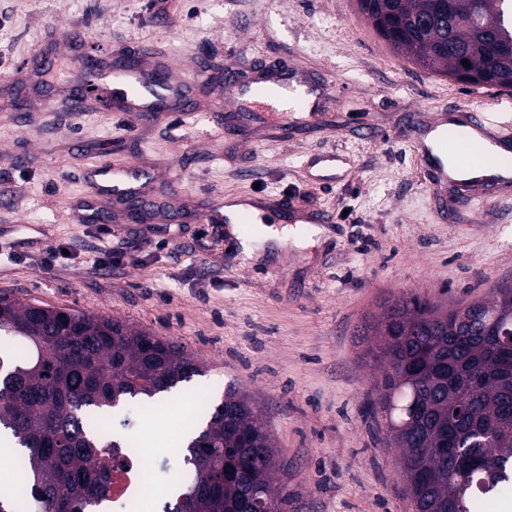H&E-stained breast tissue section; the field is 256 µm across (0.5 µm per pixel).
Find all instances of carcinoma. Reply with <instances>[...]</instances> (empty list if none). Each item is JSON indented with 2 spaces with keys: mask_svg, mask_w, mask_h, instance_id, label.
<instances>
[{
  "mask_svg": "<svg viewBox=\"0 0 512 512\" xmlns=\"http://www.w3.org/2000/svg\"><path fill=\"white\" fill-rule=\"evenodd\" d=\"M370 2L369 23L398 54L464 84L512 88V0H473L474 23L432 0ZM477 304L473 319L468 305L402 295L367 327L385 341L373 407L400 450L413 512H479V496L512 483V385L502 378L512 350L497 341L512 334V288ZM2 338L29 358L0 346V442L13 461L0 512H105L134 441L128 419L114 432L113 414L133 401L149 418L161 394L201 374L192 354L147 330L1 291ZM192 408L177 438L189 475L160 512H240L247 501L285 512L273 442L248 398L230 389L216 407L196 396Z\"/></svg>",
  "mask_w": 512,
  "mask_h": 512,
  "instance_id": "cac0c4a2",
  "label": "carcinoma"
}]
</instances>
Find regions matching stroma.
<instances>
[{"label": "stroma", "mask_w": 512, "mask_h": 512, "mask_svg": "<svg viewBox=\"0 0 512 512\" xmlns=\"http://www.w3.org/2000/svg\"><path fill=\"white\" fill-rule=\"evenodd\" d=\"M77 41L108 64L130 52L206 78L176 112L144 120L93 98L75 112L65 80L38 81L75 62ZM271 62L328 78L320 111L282 126L227 104L225 67L246 77ZM468 106L512 121V90L479 96L397 55L355 0H0V290L126 321L204 366L139 431L156 503L179 468L170 440L192 391L218 403L233 388L275 443L287 512H412L371 406L375 340L357 331L389 298L453 308L512 286V196H437L408 136ZM99 164L153 171L144 189L178 203L172 223H139L110 199L89 206L82 176ZM257 191L330 210V234L250 258L226 250L231 225L202 223V209ZM61 244L72 259L42 267ZM107 248L111 269L92 270Z\"/></svg>", "instance_id": "obj_1"}]
</instances>
